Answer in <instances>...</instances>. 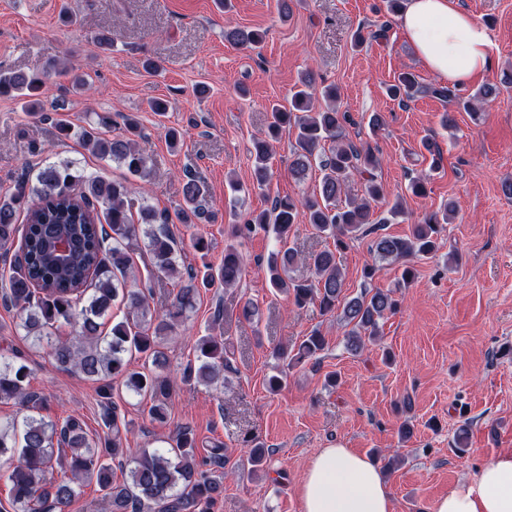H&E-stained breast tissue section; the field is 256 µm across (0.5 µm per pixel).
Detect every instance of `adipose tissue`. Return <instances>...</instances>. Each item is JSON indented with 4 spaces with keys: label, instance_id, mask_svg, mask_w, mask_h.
<instances>
[{
    "label": "adipose tissue",
    "instance_id": "adipose-tissue-1",
    "mask_svg": "<svg viewBox=\"0 0 512 512\" xmlns=\"http://www.w3.org/2000/svg\"><path fill=\"white\" fill-rule=\"evenodd\" d=\"M397 23L421 62L460 85L492 64L488 30L448 0H407ZM302 512H394L378 465L349 448L322 449L300 483ZM430 512H512V454L484 464L476 479L459 482Z\"/></svg>",
    "mask_w": 512,
    "mask_h": 512
}]
</instances>
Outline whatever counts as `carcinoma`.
<instances>
[{
  "mask_svg": "<svg viewBox=\"0 0 512 512\" xmlns=\"http://www.w3.org/2000/svg\"><path fill=\"white\" fill-rule=\"evenodd\" d=\"M388 29L386 22L376 30L362 26L353 34V46L385 39ZM265 36L260 29L224 31L227 41L244 49L258 46ZM42 86L38 70L0 71V97L21 99L31 110ZM313 91V78L307 75L288 107H272L267 136L255 140L251 157L253 187L261 190L269 178L270 141L283 128L295 127L291 171L301 179L318 167L319 192L301 199L276 198L271 207L236 226L234 235L244 237L257 227L272 232L278 243L267 262L273 293L287 295L299 309L313 305L322 315L337 314L350 327L347 349L358 353L376 340L381 322L398 310L399 299L390 289L365 288L356 296H344L336 254L355 239L374 234L378 260L402 264L400 281L406 285L415 277L409 260L436 251L454 205L425 214L405 237L380 233L382 225L402 214L395 204L387 214L372 218L373 204L382 195L375 174L381 160L370 146L347 138L346 128L354 123L349 113L334 106L315 110ZM495 91L484 85L464 96L456 87L423 86L409 71L400 73L388 88L389 96L401 103L431 95L474 117L476 102ZM124 127L125 135L112 138L101 136L94 123L77 129L61 123L58 130L62 137H77L99 159L118 162L130 176L145 181L151 161L133 140L138 124L126 117ZM354 175L365 180L364 197L336 206L345 181ZM182 183L186 207L176 218L181 224H193L205 214L199 204L203 188L190 168L184 169ZM301 215L334 245L306 258L313 271L310 279L290 275L298 252L287 241ZM171 223L167 211L135 204L124 183L81 173L70 160L41 166L35 185L28 186L23 177L9 195L0 198V260L8 266V275L0 279V297L22 313L23 336L34 346L50 348L56 368L75 370L99 382L103 428V434L92 435L77 416L61 422L44 416L48 399L31 390L30 368L0 353V401L16 400L24 410L20 419L0 424V460L7 464L0 477L9 486L14 512L61 510L79 495L82 485L92 482L101 492L99 504L108 512H214L224 498V477L213 474V468L225 464L223 443H213L209 455L200 460L194 430L182 426L176 431L174 447L141 448L130 457L125 445L132 423L112 400V383L118 381L132 394L150 398L149 416L163 424L167 401L179 385L213 386L221 372L230 369L224 341L202 336L194 345V358L181 366L179 375L173 378L167 373L169 361L162 342L188 318L200 289L233 287L246 266V256L233 245L224 248V262L216 268L206 262L200 269L180 264L181 249ZM62 225L69 230L70 260L58 267L48 260L46 247ZM140 236L148 259L147 276L142 287L132 290L127 288L134 268L129 249ZM157 274L179 281L172 302L161 313L149 304L150 282ZM117 301L128 313L107 332L105 318ZM324 347L325 337L314 332L301 341L296 353L285 347L276 355L290 367L317 358ZM134 355L142 360L140 370L131 368ZM268 454L269 449L255 444L247 449L242 466L255 475L263 470ZM116 466L121 469L120 480L114 475Z\"/></svg>",
  "mask_w": 512,
  "mask_h": 512,
  "instance_id": "obj_1",
  "label": "carcinoma"
}]
</instances>
